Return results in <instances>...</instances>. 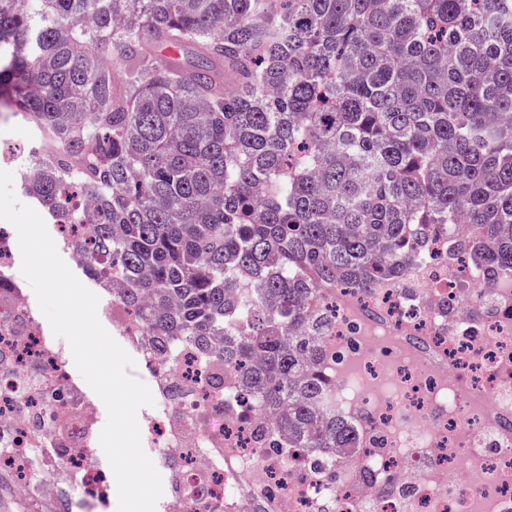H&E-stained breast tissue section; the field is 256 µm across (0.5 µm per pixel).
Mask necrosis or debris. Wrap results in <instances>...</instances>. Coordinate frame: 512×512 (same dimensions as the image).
<instances>
[{
  "label": "necrosis or debris",
  "mask_w": 512,
  "mask_h": 512,
  "mask_svg": "<svg viewBox=\"0 0 512 512\" xmlns=\"http://www.w3.org/2000/svg\"><path fill=\"white\" fill-rule=\"evenodd\" d=\"M447 248L436 240L401 283L329 292L326 348L363 446L327 458L226 419L224 408L243 402L235 379L214 385L196 348L159 347L139 317L116 311L111 280L99 283L104 315L149 375L143 437L174 473L160 512H254L260 502L268 512H512V274ZM13 266L4 224L0 473L30 512H111L112 484L95 459L98 407ZM205 396L222 405L212 428L197 414Z\"/></svg>",
  "instance_id": "1"
}]
</instances>
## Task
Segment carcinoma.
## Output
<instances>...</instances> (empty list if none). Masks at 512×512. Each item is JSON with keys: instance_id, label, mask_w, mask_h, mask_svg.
<instances>
[{"instance_id": "obj_1", "label": "carcinoma", "mask_w": 512, "mask_h": 512, "mask_svg": "<svg viewBox=\"0 0 512 512\" xmlns=\"http://www.w3.org/2000/svg\"><path fill=\"white\" fill-rule=\"evenodd\" d=\"M266 2L0 0V112L49 144L28 198H91L88 274L329 457L361 435L307 301L402 280L459 222L512 271V0Z\"/></svg>"}]
</instances>
